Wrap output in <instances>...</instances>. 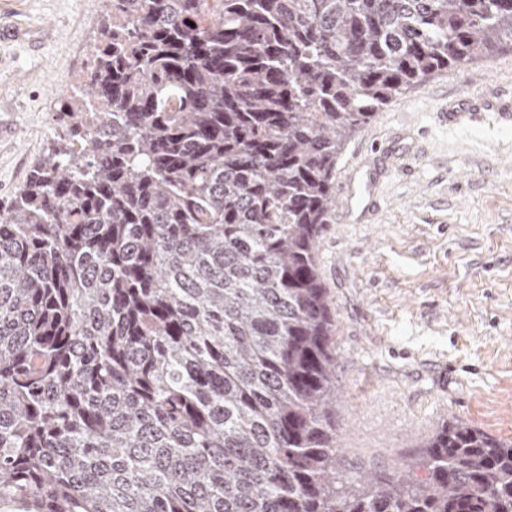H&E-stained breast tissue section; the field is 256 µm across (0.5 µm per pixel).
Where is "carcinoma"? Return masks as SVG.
Wrapping results in <instances>:
<instances>
[{"label": "carcinoma", "instance_id": "1", "mask_svg": "<svg viewBox=\"0 0 512 512\" xmlns=\"http://www.w3.org/2000/svg\"><path fill=\"white\" fill-rule=\"evenodd\" d=\"M66 144L0 209V512H512V441L337 481L316 250L375 112L512 0H109Z\"/></svg>", "mask_w": 512, "mask_h": 512}]
</instances>
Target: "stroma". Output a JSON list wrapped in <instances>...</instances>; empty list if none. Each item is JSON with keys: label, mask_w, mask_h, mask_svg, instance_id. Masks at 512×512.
<instances>
[{"label": "stroma", "mask_w": 512, "mask_h": 512, "mask_svg": "<svg viewBox=\"0 0 512 512\" xmlns=\"http://www.w3.org/2000/svg\"><path fill=\"white\" fill-rule=\"evenodd\" d=\"M104 0H0V205L63 136L58 102L98 38ZM512 93L503 49L403 93L347 143L335 188L376 209L330 217L316 252L335 324L342 482L417 466L439 428L512 440V126L449 128L444 105Z\"/></svg>", "instance_id": "1"}]
</instances>
